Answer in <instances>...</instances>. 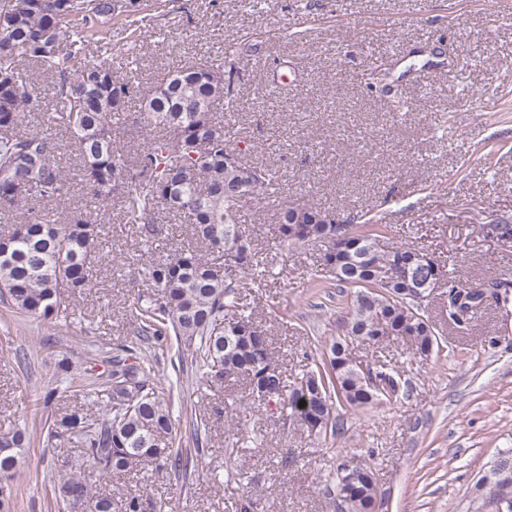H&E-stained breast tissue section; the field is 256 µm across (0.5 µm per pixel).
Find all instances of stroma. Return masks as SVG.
Returning <instances> with one entry per match:
<instances>
[{"label": "stroma", "instance_id": "obj_1", "mask_svg": "<svg viewBox=\"0 0 512 512\" xmlns=\"http://www.w3.org/2000/svg\"><path fill=\"white\" fill-rule=\"evenodd\" d=\"M318 2L311 17L302 0H268L259 13L244 0H172L151 23L138 82L148 88L200 55L223 59L252 35L262 47L239 64L240 107L224 122L250 143L246 161L280 167L284 198L341 214L377 202L375 218L391 243L424 248L457 281L512 279V239L495 230L512 223V18L498 0ZM374 53L394 62L385 85L407 99L400 115L387 112L383 92L358 81ZM275 206L259 198L243 213L271 272L248 300L279 364L296 374L335 336L343 296L312 285L323 247L287 251L274 240ZM97 222L106 259L96 288L72 299L65 321L22 319L0 303V432L21 424L36 432L48 413L73 410L68 393L43 403L55 360L81 364L98 348L95 371L108 374L118 348L135 336L130 275L193 242L184 224L150 248L113 212ZM421 311L444 340L438 356L422 363L410 345L388 342L382 353L407 381L406 395L345 414L335 439L254 401L244 381L206 383L169 340L156 366L182 381L174 411L189 405L206 416L200 456L220 479L205 471L175 477L148 464L93 483V494L142 497L146 512H236L245 493L253 512H333L324 487L337 463L364 460L382 512H471L475 483L498 453L512 450V301L482 309L463 334L448 325L447 289H435ZM285 448L299 458L286 472ZM78 453L36 433L14 512H56L52 482Z\"/></svg>", "mask_w": 512, "mask_h": 512}]
</instances>
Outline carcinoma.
Listing matches in <instances>:
<instances>
[{
	"mask_svg": "<svg viewBox=\"0 0 512 512\" xmlns=\"http://www.w3.org/2000/svg\"><path fill=\"white\" fill-rule=\"evenodd\" d=\"M144 0H0V213L29 209L30 202L49 203L66 194L52 133L22 129L24 113L41 110L34 74L52 79L51 128L63 134L79 160L86 205L102 209L120 203L117 220L138 225L147 245L162 239L165 219L178 216L190 226L199 248H181L153 262L131 279L138 288L131 314L139 342L112 357V371L91 390L85 388V369L68 357L54 366L55 380L65 388L48 386L44 405L65 391L84 394L92 405L107 412L95 419L81 410L45 420L47 437L66 440L83 449L82 461L54 485L57 506L69 508L70 488L84 489L89 512H142V501L129 496L115 504L108 495L93 496L83 471L93 464L110 479L151 461L162 472L178 474L198 466L191 449L176 444L178 427L170 393L151 356L141 343L154 349L175 335L196 371L210 383L246 381L252 396L279 405L310 432L337 437L344 433L343 414L400 400L401 381L389 362H362L352 350L356 344L377 345L393 337L408 342L414 354L426 360L439 346L431 322L420 303L407 291V282L432 272L433 258L414 247L372 250L384 237L378 224L351 218L325 223L330 212L307 203L283 202L274 214V235L288 247L326 243L324 266L330 279L321 280L346 290L337 335L315 356L308 368L289 382L278 372L263 375L260 362L278 366L264 329L256 324L241 297L245 283L263 280L253 231L243 220V204L257 196L277 194L282 175L268 164H247L246 141L231 138L215 109L234 112L235 56L224 66L206 60L181 63L169 69L155 87L144 91L112 67L110 25H125L127 52L134 53L146 38L148 11ZM392 62L379 57L360 77L368 89L383 82ZM142 102L137 118L156 131L146 147L129 156L117 145L116 132L130 116L133 99ZM232 152L237 165L225 163ZM177 204L166 203L167 194ZM308 213L310 236L295 241L290 234L294 214ZM100 242L90 215L72 211L53 219L37 216L17 224L0 248V301L14 312L47 322L68 316L66 298L96 287ZM218 249L223 261L211 262L199 249ZM450 289L448 320L460 329L486 304L485 293L508 300L511 279L468 286L442 273ZM304 407H299L300 402ZM192 424L195 448L207 439V424L186 416ZM0 444V512H12L20 479L23 449L29 447L27 428L7 432ZM336 468V479L325 493L336 512H376L377 482L371 465L357 462ZM502 486L480 478L475 484L476 512L486 507L500 512Z\"/></svg>",
	"mask_w": 512,
	"mask_h": 512,
	"instance_id": "1",
	"label": "carcinoma"
}]
</instances>
